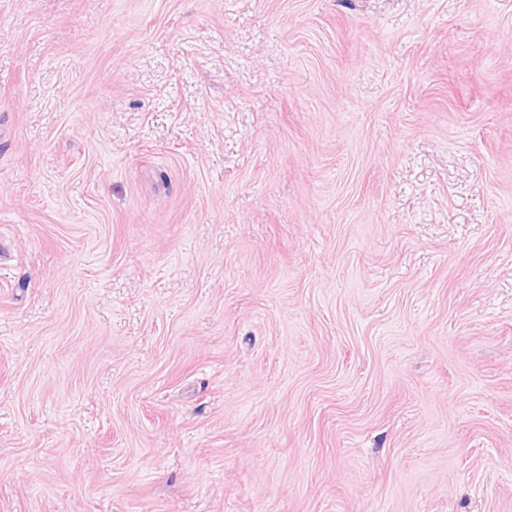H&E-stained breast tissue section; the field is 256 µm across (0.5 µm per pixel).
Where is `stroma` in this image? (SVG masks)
I'll return each mask as SVG.
<instances>
[{"label": "stroma", "instance_id": "1", "mask_svg": "<svg viewBox=\"0 0 512 512\" xmlns=\"http://www.w3.org/2000/svg\"><path fill=\"white\" fill-rule=\"evenodd\" d=\"M0 512H512V0H0Z\"/></svg>", "mask_w": 512, "mask_h": 512}]
</instances>
